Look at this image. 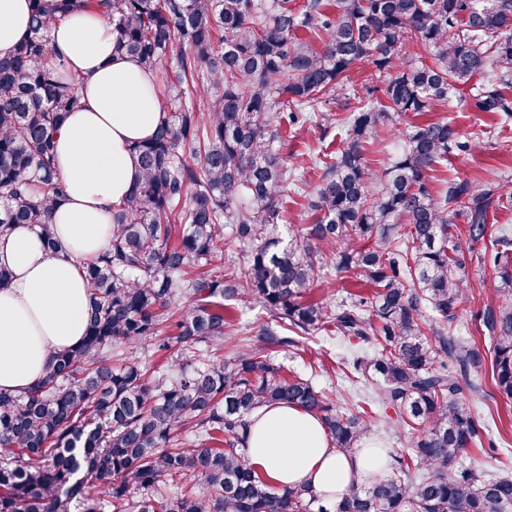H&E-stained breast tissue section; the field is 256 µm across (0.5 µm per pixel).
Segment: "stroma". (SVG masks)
Masks as SVG:
<instances>
[{"mask_svg":"<svg viewBox=\"0 0 512 512\" xmlns=\"http://www.w3.org/2000/svg\"><path fill=\"white\" fill-rule=\"evenodd\" d=\"M435 115L447 119L462 137L482 140L477 153L449 154L438 166L436 179H467L475 183L505 180L512 184V115L480 111L467 89L453 94ZM340 132L336 125L325 133L317 128L289 130L282 155L288 168L296 172L297 179L288 185V203L276 226L279 238L291 239L299 225L311 220L303 204L306 194L317 184L320 171L312 166L304 167L302 154L321 158L333 155ZM464 273L470 289L449 330L451 335L479 347L488 357L492 354V343L481 329L479 313L487 297L500 288L501 281L490 263L478 259L468 261ZM348 354L347 345L339 336L318 330L296 335L294 346L273 349L271 357L285 369L309 378L316 387L336 394L344 408L355 411L360 406V389L348 386L336 365L338 358ZM468 382L480 389L479 396L469 398L468 403L483 425L484 433L481 444L468 449L466 460L488 475L512 477V401L498 394L490 364H483L480 371L469 376ZM492 447L497 450L493 456L488 453Z\"/></svg>","mask_w":512,"mask_h":512,"instance_id":"1","label":"stroma"}]
</instances>
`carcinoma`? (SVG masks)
Segmentation results:
<instances>
[{"instance_id":"1","label":"carcinoma","mask_w":512,"mask_h":512,"mask_svg":"<svg viewBox=\"0 0 512 512\" xmlns=\"http://www.w3.org/2000/svg\"><path fill=\"white\" fill-rule=\"evenodd\" d=\"M84 12L112 26L113 52L162 80L165 104L153 136L132 148L139 175L112 210L110 247L86 263L85 336L27 393L0 392V512H512V477L462 462L480 426L460 378L482 358L448 334L467 291L465 255L512 191L468 180L432 191L448 153L478 144L444 120L416 121L481 75L476 106L512 115V0H306L300 11L294 0H32V35L0 58V233L27 224L51 251L67 195L54 136L80 106L82 78L50 33ZM408 43L426 55L407 54ZM360 63L383 77L377 104L347 96ZM195 87L204 109L187 99ZM324 98L349 112L344 134L322 161L314 222L285 245L275 236L290 178L283 130L331 127ZM394 116L405 140L377 174L364 151ZM459 214L465 238L450 243ZM226 224L246 253L233 281L204 270L223 256ZM324 243L340 251L318 261L312 245ZM496 245L494 269L512 284V241ZM334 266L374 295L334 309L305 301ZM224 298L261 306L280 328L264 325L224 355ZM480 321L497 392L512 400V298L485 305ZM164 328L161 373L122 357ZM319 329L377 349L344 362L376 377L371 405L345 412L266 354L294 344L287 330ZM277 404L316 416L344 454L371 435L374 405L412 436L390 450L391 474L328 504L247 465L249 417Z\"/></svg>"}]
</instances>
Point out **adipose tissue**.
<instances>
[{
  "label": "adipose tissue",
  "instance_id": "1",
  "mask_svg": "<svg viewBox=\"0 0 512 512\" xmlns=\"http://www.w3.org/2000/svg\"><path fill=\"white\" fill-rule=\"evenodd\" d=\"M30 0H0V57L30 35ZM54 51L79 73L82 106L55 135L67 198L55 214L58 250L36 229L18 226L0 236V392L21 395L46 375L55 352L85 334V262L109 244L112 210L138 176L132 148L149 139L161 118L152 78L136 59L112 51V29L93 14L55 22ZM249 464L276 486L305 483L326 502L367 486L388 468L386 448L367 437L342 454L317 417L280 404L252 418Z\"/></svg>",
  "mask_w": 512,
  "mask_h": 512
}]
</instances>
